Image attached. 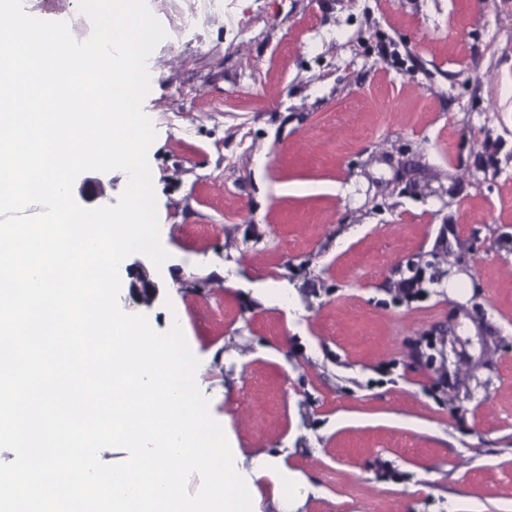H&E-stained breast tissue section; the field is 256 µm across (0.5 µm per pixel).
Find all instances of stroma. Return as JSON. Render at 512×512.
Here are the masks:
<instances>
[{"mask_svg":"<svg viewBox=\"0 0 512 512\" xmlns=\"http://www.w3.org/2000/svg\"><path fill=\"white\" fill-rule=\"evenodd\" d=\"M146 5L170 257L119 304L179 322L241 462L299 484L260 512H512V0ZM27 10L91 33L79 0ZM130 278L128 288L139 303L150 306L157 299L159 288L148 268L140 261L126 268Z\"/></svg>","mask_w":512,"mask_h":512,"instance_id":"obj_1","label":"stroma"}]
</instances>
